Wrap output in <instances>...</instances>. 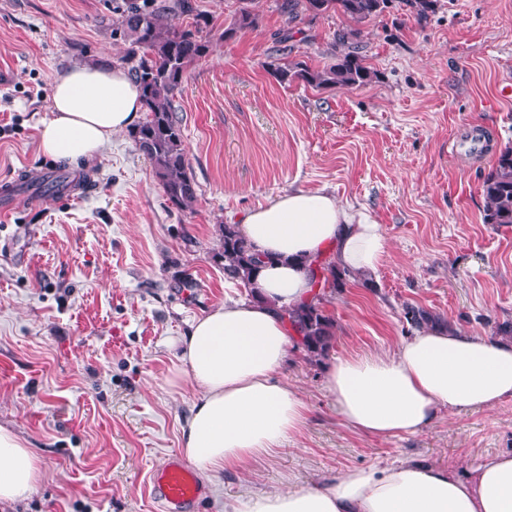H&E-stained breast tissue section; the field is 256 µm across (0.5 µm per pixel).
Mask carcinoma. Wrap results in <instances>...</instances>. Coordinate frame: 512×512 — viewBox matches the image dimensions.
<instances>
[{
	"mask_svg": "<svg viewBox=\"0 0 512 512\" xmlns=\"http://www.w3.org/2000/svg\"><path fill=\"white\" fill-rule=\"evenodd\" d=\"M252 3L253 0H246L233 23L224 28L221 38L227 40L242 31L258 29L260 15L252 8ZM399 5L410 16L424 21L437 9L438 0H399ZM392 6L393 0H282L279 8L288 23L303 14L313 18L332 12L342 15L352 26L339 31L336 38L342 45H351V50L323 66L306 62L291 64L286 58L288 39L285 38L279 48L285 58L274 66L273 76L284 84L297 81L313 88H358L371 84L376 73L364 65L359 46L354 44L360 34L356 25L382 16ZM177 8L192 11L188 0H177L172 6L156 0H124L116 6L119 17L112 27V36L129 42L124 61L131 65V75L143 96L146 117L131 131V137L150 160L167 200L186 210L197 201V184L187 173L183 131L172 101L182 89L189 69L209 55L211 40L203 35V27L198 22L187 26L172 24L169 14ZM63 187V181L45 177L26 184V188L40 195H55ZM482 190L485 198L483 223L512 225L511 145L499 151L483 178ZM215 257L224 265V275L241 281L246 288L253 274L268 260L238 235L233 224L223 225L222 249ZM311 269L320 272V276H312L319 292L307 303L282 309V316L312 360L323 356L335 339L336 322L327 309L329 298L343 291L352 280H362L367 288H374L376 284L372 277L342 268L330 259H313ZM403 314L413 328L443 321L439 315L416 305H405Z\"/></svg>",
	"mask_w": 512,
	"mask_h": 512,
	"instance_id": "carcinoma-1",
	"label": "carcinoma"
}]
</instances>
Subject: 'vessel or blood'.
I'll use <instances>...</instances> for the list:
<instances>
[{"label": "vessel or blood", "mask_w": 512, "mask_h": 512, "mask_svg": "<svg viewBox=\"0 0 512 512\" xmlns=\"http://www.w3.org/2000/svg\"><path fill=\"white\" fill-rule=\"evenodd\" d=\"M148 485L151 496L170 512H193L202 494L193 466L177 458L152 471Z\"/></svg>", "instance_id": "1"}]
</instances>
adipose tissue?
<instances>
[{"label": "adipose tissue", "instance_id": "adipose-tissue-1", "mask_svg": "<svg viewBox=\"0 0 512 512\" xmlns=\"http://www.w3.org/2000/svg\"><path fill=\"white\" fill-rule=\"evenodd\" d=\"M50 110L37 126L39 152L78 165L132 128L143 104L125 69L82 64L56 74ZM238 231L274 258L252 282L255 299L225 301L171 341L177 354L169 386L187 382L198 391L180 427V450L212 473L273 453L305 423L299 390L279 377L290 344L280 311L313 296L311 260L328 253L369 274L386 254L381 225L322 190L285 192L240 217ZM325 387L348 427L380 437L414 434L443 411L490 409L512 397V339L422 328L395 350L335 358ZM40 476L27 442L0 425V501L25 498ZM232 512H512V451L485 456L464 479L450 468L399 460L249 495Z\"/></svg>", "mask_w": 512, "mask_h": 512}]
</instances>
